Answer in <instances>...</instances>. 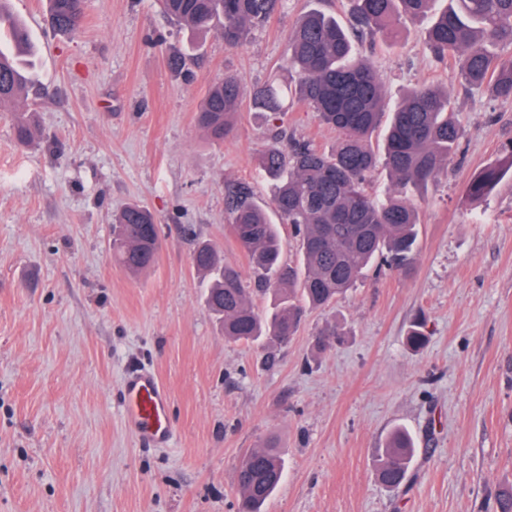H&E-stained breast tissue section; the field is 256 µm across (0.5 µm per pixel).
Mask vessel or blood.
<instances>
[{"label": "vessel or blood", "instance_id": "obj_1", "mask_svg": "<svg viewBox=\"0 0 512 512\" xmlns=\"http://www.w3.org/2000/svg\"><path fill=\"white\" fill-rule=\"evenodd\" d=\"M123 413L127 428L141 441L164 448L173 437L169 409V391L157 373L140 366L123 377Z\"/></svg>", "mask_w": 512, "mask_h": 512}]
</instances>
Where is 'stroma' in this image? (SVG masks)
Wrapping results in <instances>:
<instances>
[{"label":"stroma","instance_id":"stroma-1","mask_svg":"<svg viewBox=\"0 0 512 512\" xmlns=\"http://www.w3.org/2000/svg\"><path fill=\"white\" fill-rule=\"evenodd\" d=\"M37 50L24 105L36 132L18 145L0 109V512H237L236 468L274 443L283 480L263 512H497L512 489V180L481 203L470 179L512 155V102L465 90L406 21L399 43L362 45L395 103L446 86L464 137L446 171L411 192L419 247L410 271L373 269L332 307L307 312L282 344L225 339L192 264L210 242L251 276L226 188L269 204L258 167L276 125L329 149L335 131L291 104L281 121L250 92L286 78L288 34L348 0H284L240 50L191 32L157 0H85L77 31L54 29L46 0H12ZM182 61L172 69L170 58ZM238 75L247 93L233 137L217 143L195 114L209 85ZM154 213L160 251L147 273L112 259V216ZM427 345L411 350V321ZM340 343L319 348L327 323ZM155 369L170 393V447L122 420V378ZM397 427L416 452L405 485L376 478Z\"/></svg>","mask_w":512,"mask_h":512}]
</instances>
